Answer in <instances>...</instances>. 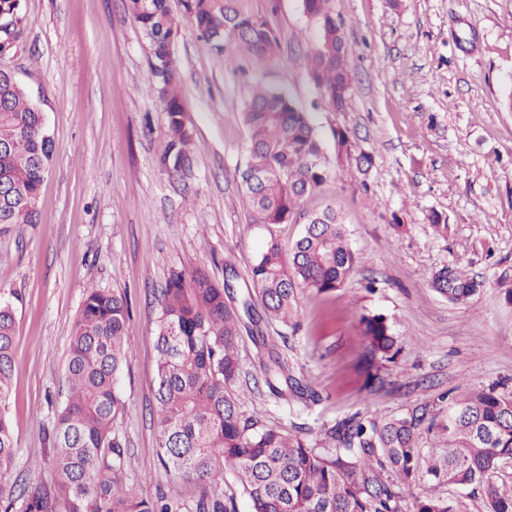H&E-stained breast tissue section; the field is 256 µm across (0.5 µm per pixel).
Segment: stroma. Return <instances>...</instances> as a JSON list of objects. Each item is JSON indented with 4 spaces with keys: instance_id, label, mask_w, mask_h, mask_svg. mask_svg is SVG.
Wrapping results in <instances>:
<instances>
[{
    "instance_id": "35a3bbf8",
    "label": "stroma",
    "mask_w": 512,
    "mask_h": 512,
    "mask_svg": "<svg viewBox=\"0 0 512 512\" xmlns=\"http://www.w3.org/2000/svg\"><path fill=\"white\" fill-rule=\"evenodd\" d=\"M279 35L267 60L234 41L223 52L182 22L175 39L182 105L193 132L189 167L159 163L166 116L149 93L145 40L125 0H21L24 33L8 64L46 114L54 157L38 223L0 232V288L16 315L8 409L19 452L0 484L34 492L54 475L48 430L67 394L68 347L89 289L126 294L132 354L120 380L115 427L128 446L129 481L144 497L176 482L156 447L157 296L172 273L205 270L237 305L248 270L270 238L292 243L304 223H259L239 189L249 150L242 112L255 86L285 91L313 113L331 179L306 197L344 218L360 264L336 291L298 295L290 326L242 321L243 417L296 424L309 437L361 412L398 416L475 387L512 391V0H332L351 50L352 90L331 111L305 67L319 40L302 0H250ZM349 131L354 158L336 160L334 133ZM448 220L437 232L431 213ZM481 281L453 303L434 290L442 268ZM384 315L401 340L393 361L367 364L362 316ZM280 356L312 400L280 397L265 366ZM386 380L369 391V369ZM484 512L468 487L424 480L405 491Z\"/></svg>"
}]
</instances>
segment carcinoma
<instances>
[{"label": "carcinoma", "instance_id": "carcinoma-1", "mask_svg": "<svg viewBox=\"0 0 512 512\" xmlns=\"http://www.w3.org/2000/svg\"><path fill=\"white\" fill-rule=\"evenodd\" d=\"M247 0H180L182 16L169 0H126L142 31L152 74L150 90L166 114L161 166L175 175L190 163L192 133L181 102V75L173 47L180 18L221 51L234 36L257 61L279 44L269 19ZM330 0H303L307 17L320 30L307 55V71L322 100L340 112L350 89V54ZM20 0H0V226L38 223L44 177L54 141L44 113L4 63L22 36ZM250 147L241 187L261 224L305 219L290 246L272 237L253 261L249 277L269 321L286 326L296 311L298 291L318 293L344 286L359 263L340 216L331 209L301 212L306 195L330 177L319 134L309 113L277 90L257 89L242 112ZM432 286L451 302L477 291L476 279L453 268L438 271ZM225 288L205 271L175 272L160 290L157 320V412L159 456L165 468L196 488L187 507L180 488L146 498L128 483L126 440L114 428L124 408L119 381L131 347L126 335V295L90 290L69 345L66 402L54 416L51 443L55 477L24 497L22 512H231L224 503V474L230 469L252 504L251 512H402L403 490L423 478L473 487L485 512H512V497L500 495L494 476L512 459V392L471 391L448 402L443 420L426 407L389 418L355 413L310 439L296 427L265 426L244 419L232 385L239 373L241 315L226 303ZM0 289V472L8 470L17 442L8 417L14 369L16 321ZM368 353L388 361L398 339L381 315L361 319ZM267 384L297 397L315 398L286 374L277 358L266 366ZM443 440L426 471L418 461L422 430ZM413 512H456L439 497H424Z\"/></svg>", "mask_w": 512, "mask_h": 512}]
</instances>
